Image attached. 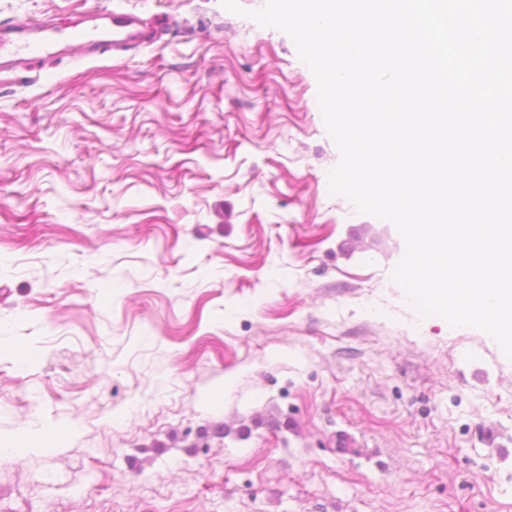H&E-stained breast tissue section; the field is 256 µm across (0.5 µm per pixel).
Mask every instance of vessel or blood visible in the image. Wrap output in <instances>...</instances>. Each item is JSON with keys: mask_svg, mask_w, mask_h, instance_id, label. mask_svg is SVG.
Wrapping results in <instances>:
<instances>
[{"mask_svg": "<svg viewBox=\"0 0 512 512\" xmlns=\"http://www.w3.org/2000/svg\"><path fill=\"white\" fill-rule=\"evenodd\" d=\"M163 25V19H148L126 8L96 10L88 25L71 30L49 18L20 21L0 29V67L11 63L24 69L36 57L98 59L152 42Z\"/></svg>", "mask_w": 512, "mask_h": 512, "instance_id": "obj_1", "label": "vessel or blood"}]
</instances>
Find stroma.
I'll list each match as a JSON object with an SVG mask.
<instances>
[{"label":"stroma","mask_w":512,"mask_h":512,"mask_svg":"<svg viewBox=\"0 0 512 512\" xmlns=\"http://www.w3.org/2000/svg\"><path fill=\"white\" fill-rule=\"evenodd\" d=\"M239 2L0 0L173 19L0 71V512H512V358L408 303L394 224L329 191L312 70Z\"/></svg>","instance_id":"stroma-1"}]
</instances>
